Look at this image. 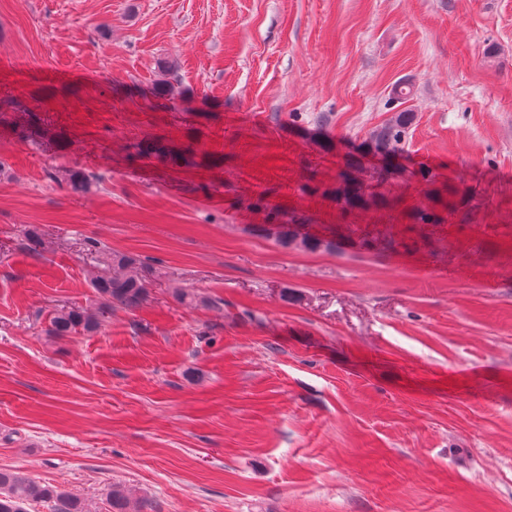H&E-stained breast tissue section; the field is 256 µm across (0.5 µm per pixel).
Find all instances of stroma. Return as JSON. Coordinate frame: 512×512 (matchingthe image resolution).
<instances>
[{
  "mask_svg": "<svg viewBox=\"0 0 512 512\" xmlns=\"http://www.w3.org/2000/svg\"><path fill=\"white\" fill-rule=\"evenodd\" d=\"M91 239L164 278L48 335ZM0 467L92 512H512V0H0ZM412 119V112L397 113L390 122L373 133L367 148L389 160L393 159L400 151ZM109 512H141L146 507L132 497L129 490L121 487H112L109 493Z\"/></svg>",
  "mask_w": 512,
  "mask_h": 512,
  "instance_id": "35a3bbf8",
  "label": "stroma"
}]
</instances>
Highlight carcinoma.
I'll return each mask as SVG.
<instances>
[{"label":"carcinoma","mask_w":512,"mask_h":512,"mask_svg":"<svg viewBox=\"0 0 512 512\" xmlns=\"http://www.w3.org/2000/svg\"><path fill=\"white\" fill-rule=\"evenodd\" d=\"M413 114L399 112L373 133L367 148L391 160L400 151ZM282 245L298 243L314 247L315 240L300 237L294 225L283 224L279 233ZM88 251L98 254V264L103 273L93 281L100 299L97 311L81 307L62 306L49 315L51 336L64 337L77 333H92L98 329L100 316L114 307L130 311L143 307L150 298V287L156 271L140 258L125 254L101 251L94 241ZM41 502L52 504L53 512H89L85 502L61 485L43 484L15 469H0V512H26V507ZM109 512H143L146 505L135 500L130 491L114 487L109 493Z\"/></svg>","instance_id":"carcinoma-1"}]
</instances>
